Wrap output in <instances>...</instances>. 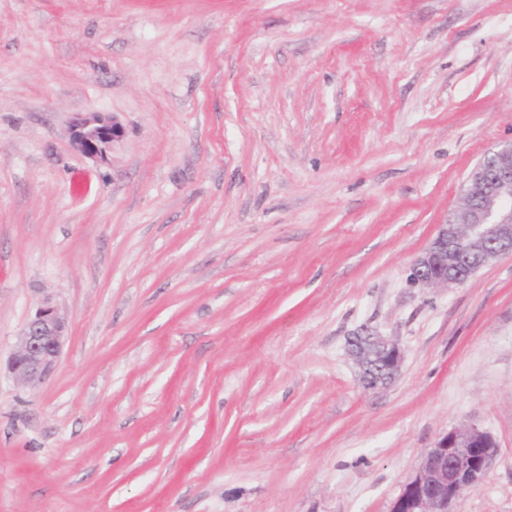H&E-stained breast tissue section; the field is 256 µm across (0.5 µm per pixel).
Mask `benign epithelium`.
<instances>
[{
	"mask_svg": "<svg viewBox=\"0 0 512 512\" xmlns=\"http://www.w3.org/2000/svg\"><path fill=\"white\" fill-rule=\"evenodd\" d=\"M123 126L102 112L78 114L70 128L73 147L85 157L104 162ZM512 254V142L489 151L472 170L459 208L410 267L409 281L419 288L464 285L489 261ZM68 336V323L48 301L38 307L16 338L7 363L22 387H38L56 371ZM366 337L381 351L375 360L364 346L351 348L364 388L377 389L399 375L404 354L400 345L367 329ZM497 454L493 436L475 424L454 428L435 443L404 484L391 512H456L465 489L483 482Z\"/></svg>",
	"mask_w": 512,
	"mask_h": 512,
	"instance_id": "benign-epithelium-1",
	"label": "benign epithelium"
}]
</instances>
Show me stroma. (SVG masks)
<instances>
[{
    "label": "stroma",
    "instance_id": "1",
    "mask_svg": "<svg viewBox=\"0 0 512 512\" xmlns=\"http://www.w3.org/2000/svg\"><path fill=\"white\" fill-rule=\"evenodd\" d=\"M510 140L512 0H0V362L69 323L41 387L0 372V512H390L471 423L460 512H512V255L408 279ZM123 134V126L102 112L79 113L70 128L73 147L85 157L100 162L107 160L108 150ZM68 336V323L58 308L44 301L16 338L7 363L13 380L22 387H38L56 371ZM365 336L373 347L381 351L376 360L361 343L351 347L350 355L358 368L360 381L365 389H377L395 380L399 375L404 354L400 345L384 336L377 335L367 329H362L354 337Z\"/></svg>",
    "mask_w": 512,
    "mask_h": 512
}]
</instances>
